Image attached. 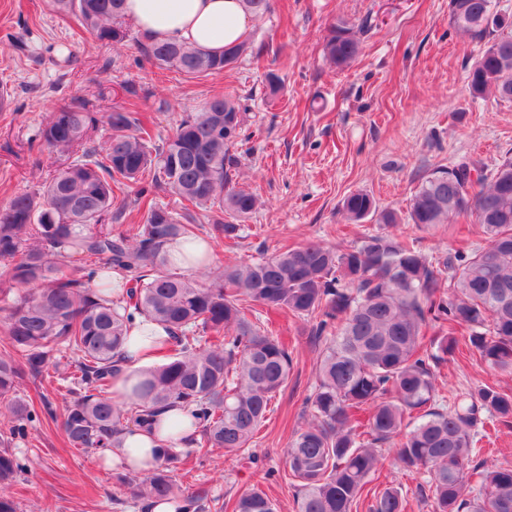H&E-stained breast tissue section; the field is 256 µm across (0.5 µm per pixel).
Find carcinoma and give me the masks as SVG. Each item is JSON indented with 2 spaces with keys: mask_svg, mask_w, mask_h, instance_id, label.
I'll return each mask as SVG.
<instances>
[{
  "mask_svg": "<svg viewBox=\"0 0 512 512\" xmlns=\"http://www.w3.org/2000/svg\"><path fill=\"white\" fill-rule=\"evenodd\" d=\"M124 0H56L98 39L118 43ZM449 18L474 39L491 37L469 70L478 96L512 99V14L494 0H449ZM159 68L191 77L220 73L248 50L242 41L217 55L169 42H138ZM357 30L344 20L328 27L325 58L344 69L358 58ZM127 105L102 115L74 98L47 116L40 148L55 169L41 190L0 204V328L12 350L0 352V512H18L4 493L27 465L9 443L27 436L37 413L18 395L29 372H58L56 354L68 359L69 401L61 429L70 447L87 452L119 447L132 426L156 437V418L170 406L187 409L198 433L185 447L250 451L276 395L288 384L291 356L264 328L259 311L312 323L324 340L318 384L307 399L305 423L286 448L298 481V512H352L383 466L380 448L409 471L428 474L433 512H512V466L476 471L467 466L479 429L512 418V393L489 385L457 392L439 405L432 365L455 354L463 331L490 367L512 372V158L492 163L461 161L434 169L405 212L377 206L363 191L346 196L345 221H367L419 230L475 216L483 247L429 255L393 233H367L338 249L319 240L283 246L252 263L226 264L200 281L171 270L166 244L197 236L198 209H217L208 233L238 238L239 221L259 205L237 189L232 153L244 124L231 97L213 96L186 115L172 136L154 139L135 110L139 91L123 87ZM104 127L97 143L93 133ZM134 189L143 222L125 230L118 220ZM174 193L188 202L176 215L156 203ZM92 262L80 274L63 268L71 254ZM103 260L129 277L126 298L114 302L97 286ZM143 316L163 325L165 360L137 375L130 394L117 401L113 380L132 377L121 361L130 323ZM183 450L168 447L159 464L134 472L132 495L205 508L207 494L179 485L174 475ZM398 487L378 492L374 512H403ZM232 512H277L275 502L253 490Z\"/></svg>",
  "mask_w": 512,
  "mask_h": 512,
  "instance_id": "1",
  "label": "carcinoma"
}]
</instances>
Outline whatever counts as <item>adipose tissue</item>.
Wrapping results in <instances>:
<instances>
[{"instance_id":"adipose-tissue-1","label":"adipose tissue","mask_w":512,"mask_h":512,"mask_svg":"<svg viewBox=\"0 0 512 512\" xmlns=\"http://www.w3.org/2000/svg\"><path fill=\"white\" fill-rule=\"evenodd\" d=\"M125 13L146 35L158 41L174 42L219 53L243 40L251 16L242 0H126ZM163 326L136 318L129 331L122 356L130 369H137L150 360V352L165 336ZM197 431L186 409L174 407L161 416L156 437L132 430L121 448L107 452V459L127 458L135 467L156 463L158 440L181 446Z\"/></svg>"}]
</instances>
